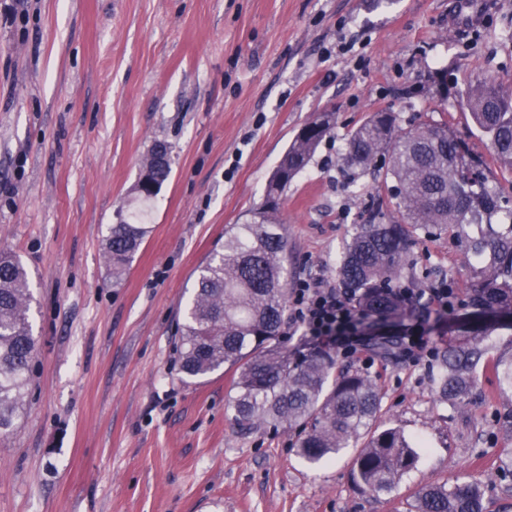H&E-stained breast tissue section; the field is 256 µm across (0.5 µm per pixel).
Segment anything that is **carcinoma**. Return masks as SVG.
<instances>
[{
	"label": "carcinoma",
	"mask_w": 512,
	"mask_h": 512,
	"mask_svg": "<svg viewBox=\"0 0 512 512\" xmlns=\"http://www.w3.org/2000/svg\"><path fill=\"white\" fill-rule=\"evenodd\" d=\"M461 103L488 137L493 160L511 171L512 89L485 81L470 87ZM335 125V113L321 112L300 130L267 182L258 219L233 225L224 244L198 267L180 329L178 370L186 379L234 372L237 433L295 429L296 454L312 466L335 460L365 439L352 475L364 493L379 498L415 467L420 444L401 428L378 423L381 395L361 370L339 368L326 349L297 355L279 344L288 302V243L277 206ZM460 148L447 125L427 122L405 131L392 112H375L351 130L342 158L347 186L367 174L379 177L396 208L389 218L376 212L372 222L357 225L337 267L340 287L365 314L399 321L411 315L401 288L417 231L497 220L499 228L469 240L481 262L480 276L467 289L469 306L486 326L481 335H464L438 355V393L450 402L469 392L480 364L512 387V360L489 356L483 343L499 325L495 318L512 317V209L483 171L457 167ZM147 234L146 224L122 220L110 226L105 253L112 281L125 275ZM32 301L23 264L0 249V433L13 427L30 380L36 349ZM414 512L487 510L480 486L461 483L421 488Z\"/></svg>",
	"instance_id": "obj_1"
}]
</instances>
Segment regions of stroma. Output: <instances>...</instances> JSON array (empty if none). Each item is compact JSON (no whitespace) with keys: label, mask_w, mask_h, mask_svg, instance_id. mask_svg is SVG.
<instances>
[{"label":"stroma","mask_w":512,"mask_h":512,"mask_svg":"<svg viewBox=\"0 0 512 512\" xmlns=\"http://www.w3.org/2000/svg\"><path fill=\"white\" fill-rule=\"evenodd\" d=\"M480 2L453 30L455 0H0V248L28 271L37 339L25 411L0 436V512H411L419 488L462 482L512 512V388L483 370L451 404L435 384L479 268L452 231L414 246L416 287L430 268L456 294L440 325L404 322L430 352L339 360L375 379L384 424L428 443L392 495L363 494L351 454L308 467L292 430L239 435L232 373L188 384L177 370L198 266L258 211L317 113L336 127L279 213L289 287L337 283L369 218L375 180L347 188L341 155L371 113L447 124L512 197V172L458 105L477 81L512 85V0ZM158 142L172 173L145 201L135 185ZM138 210L151 231L112 281L107 227Z\"/></svg>","instance_id":"1"}]
</instances>
